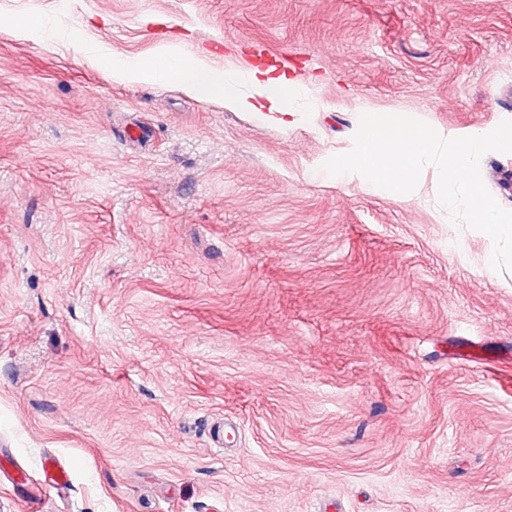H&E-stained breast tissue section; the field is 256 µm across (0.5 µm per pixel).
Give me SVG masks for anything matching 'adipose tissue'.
Wrapping results in <instances>:
<instances>
[{"label":"adipose tissue","instance_id":"adipose-tissue-1","mask_svg":"<svg viewBox=\"0 0 512 512\" xmlns=\"http://www.w3.org/2000/svg\"><path fill=\"white\" fill-rule=\"evenodd\" d=\"M113 74L130 80L164 81L179 76L186 88L223 100L225 106L252 112L260 121L278 128L292 124L300 105L287 93L286 76L252 68L246 71L213 72L193 58L169 63L166 54L158 53L138 61L116 62Z\"/></svg>","mask_w":512,"mask_h":512}]
</instances>
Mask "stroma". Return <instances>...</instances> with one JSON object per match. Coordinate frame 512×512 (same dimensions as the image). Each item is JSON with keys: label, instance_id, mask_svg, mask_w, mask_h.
I'll use <instances>...</instances> for the list:
<instances>
[{"label": "stroma", "instance_id": "1", "mask_svg": "<svg viewBox=\"0 0 512 512\" xmlns=\"http://www.w3.org/2000/svg\"><path fill=\"white\" fill-rule=\"evenodd\" d=\"M167 47L304 109L106 67ZM368 111L512 120V0H0V512H512V272L434 167L323 171Z\"/></svg>", "mask_w": 512, "mask_h": 512}]
</instances>
